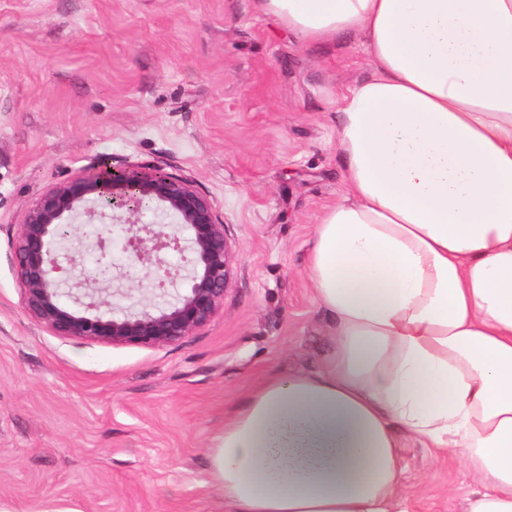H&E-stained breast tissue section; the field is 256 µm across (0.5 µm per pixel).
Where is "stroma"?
<instances>
[{
	"label": "stroma",
	"mask_w": 512,
	"mask_h": 512,
	"mask_svg": "<svg viewBox=\"0 0 512 512\" xmlns=\"http://www.w3.org/2000/svg\"><path fill=\"white\" fill-rule=\"evenodd\" d=\"M370 73L362 34L306 45L255 0H0V512H231L225 416L331 345L304 268L344 190L339 99ZM126 161L194 179L235 244L223 310L168 347L65 339L21 303L28 204ZM402 456L410 512H461L458 457Z\"/></svg>",
	"instance_id": "35a3bbf8"
}]
</instances>
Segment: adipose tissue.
I'll return each instance as SVG.
<instances>
[{
    "label": "adipose tissue",
    "instance_id": "1",
    "mask_svg": "<svg viewBox=\"0 0 512 512\" xmlns=\"http://www.w3.org/2000/svg\"><path fill=\"white\" fill-rule=\"evenodd\" d=\"M256 6L306 44L362 33L372 73L305 266L330 355L245 393L212 484L233 512H409L407 436L464 463L466 512H512V0Z\"/></svg>",
    "mask_w": 512,
    "mask_h": 512
}]
</instances>
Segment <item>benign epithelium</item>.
Wrapping results in <instances>:
<instances>
[{
	"label": "benign epithelium",
	"mask_w": 512,
	"mask_h": 512,
	"mask_svg": "<svg viewBox=\"0 0 512 512\" xmlns=\"http://www.w3.org/2000/svg\"><path fill=\"white\" fill-rule=\"evenodd\" d=\"M170 216L176 224L140 222L144 208ZM112 225L116 236L99 238L92 268L79 252L63 255L53 246L77 236L78 218ZM120 246L143 278L163 290L181 280L183 291L163 306L149 301L141 309L114 313L109 297L125 275L112 261ZM188 254L187 274L170 267L167 253ZM235 245L223 217L191 179L151 163L128 164L86 177L58 182L27 208L14 247L15 273L25 312L52 334L112 346L163 348L182 342L209 325L224 308L233 278Z\"/></svg>",
	"instance_id": "7a95c632"
}]
</instances>
